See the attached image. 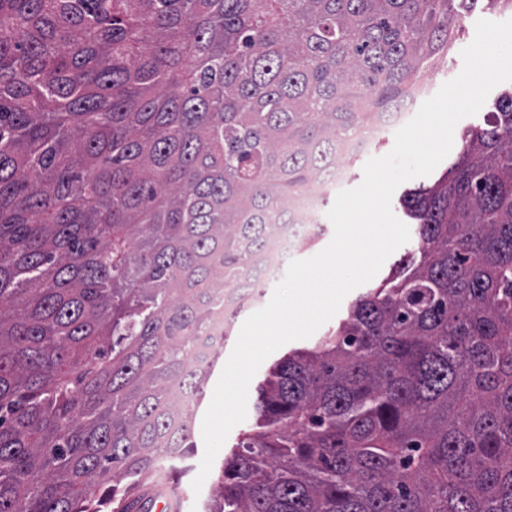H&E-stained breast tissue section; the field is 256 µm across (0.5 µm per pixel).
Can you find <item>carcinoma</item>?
<instances>
[{
  "label": "carcinoma",
  "instance_id": "cac0c4a2",
  "mask_svg": "<svg viewBox=\"0 0 512 512\" xmlns=\"http://www.w3.org/2000/svg\"><path fill=\"white\" fill-rule=\"evenodd\" d=\"M473 0H0V512H150L236 278ZM411 250L278 362L206 512H512V92Z\"/></svg>",
  "mask_w": 512,
  "mask_h": 512
}]
</instances>
